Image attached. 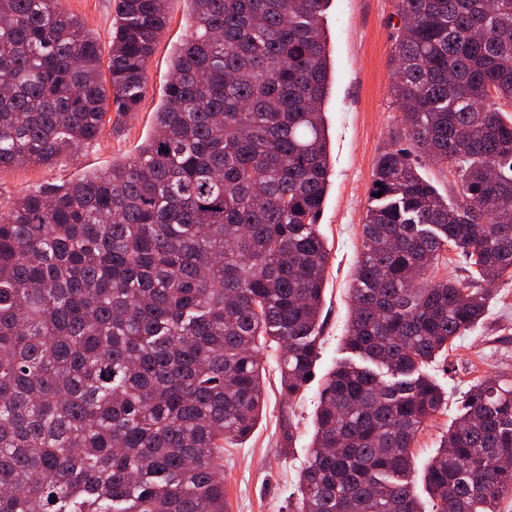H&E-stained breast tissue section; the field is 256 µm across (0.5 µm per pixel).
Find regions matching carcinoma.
Segmentation results:
<instances>
[{
  "label": "carcinoma",
  "mask_w": 512,
  "mask_h": 512,
  "mask_svg": "<svg viewBox=\"0 0 512 512\" xmlns=\"http://www.w3.org/2000/svg\"><path fill=\"white\" fill-rule=\"evenodd\" d=\"M56 0H0V169L137 111L168 0H114L109 50ZM191 33L128 162L0 210V512H226L224 443L315 377L329 252L330 0H187ZM395 139L376 159L345 336L320 379L295 512H425L422 372L487 311L448 246L512 273V0H397ZM457 175L453 200L412 151ZM382 196H377L378 192ZM512 379L473 385L424 481L432 512L512 493ZM55 502H50L51 497Z\"/></svg>",
  "instance_id": "obj_1"
}]
</instances>
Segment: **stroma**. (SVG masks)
I'll list each match as a JSON object with an SVG mask.
<instances>
[{
  "label": "stroma",
  "mask_w": 512,
  "mask_h": 512,
  "mask_svg": "<svg viewBox=\"0 0 512 512\" xmlns=\"http://www.w3.org/2000/svg\"><path fill=\"white\" fill-rule=\"evenodd\" d=\"M63 13L77 18L102 47L111 44L113 0H58ZM188 0H169V23L148 62V83L140 109L112 119L98 145L64 154L49 164L0 170V207L40 187L75 180L133 158L152 132L163 100L174 50L189 33ZM395 0H332L325 13L332 84L323 104L332 174L319 230L329 250L324 284L318 373L345 358L352 273L361 248L362 220L371 199L377 156L393 141L401 114L390 94ZM493 298L485 318L455 339L447 359L425 367L448 396L445 408L421 430L412 445L415 490L428 501L422 474L426 463L459 413L464 393L494 376L512 378V274L491 286ZM278 352L264 356L267 401L249 437L224 445V491L227 512H293L297 477L315 427L317 383L304 397L285 402L279 392ZM292 429L291 447L282 432Z\"/></svg>",
  "instance_id": "stroma-1"
}]
</instances>
